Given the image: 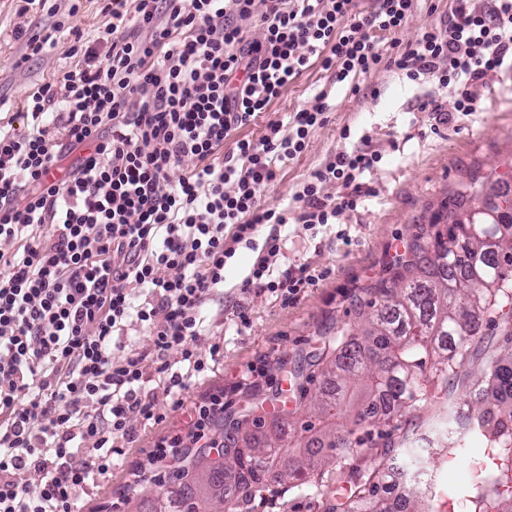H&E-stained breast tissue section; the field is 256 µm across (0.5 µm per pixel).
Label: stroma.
<instances>
[{
    "mask_svg": "<svg viewBox=\"0 0 512 512\" xmlns=\"http://www.w3.org/2000/svg\"><path fill=\"white\" fill-rule=\"evenodd\" d=\"M50 15L40 0H0V125L21 126L26 98L76 65L68 51L72 32L96 39L104 24L103 0H55ZM451 0H418L406 25L402 43L414 42L421 30L448 17ZM65 24L55 33L57 43L46 55L25 60L24 39L52 32L55 21ZM357 91L332 84L328 73L312 66L290 83L254 122L236 131V138L258 140L268 122L288 121L311 106L314 96L328 90L327 121L311 135L306 150L279 165L274 181L261 191L263 208L287 213V226L264 225L257 237L265 242L277 235L279 252L271 263L275 273L308 267L317 280L296 300L242 282L258 257L255 250L237 247L224 268L220 298L204 311L205 330L198 350L209 354L220 345L212 372L186 381L184 406L171 409L160 380L152 386L163 422L140 427L134 447L125 451L123 469L107 485L81 493V512H130L128 497L158 490L146 465L158 441L187 435L186 407L209 395H224V415L236 417L241 396L252 390L265 399L260 427H247L239 440L259 437L275 427L281 410H294L296 379L276 368L280 358L295 360L317 354L324 336L353 319L366 302V287L389 278L396 270V249L411 245L436 219L455 211L460 193L471 184H485L512 193V74L488 73L472 85L479 109L454 111V90L432 81H412L381 68L356 80ZM434 100L451 111L448 122L423 110ZM362 148L379 160L359 180L356 207L344 210L334 224L306 229L299 223L300 204L294 196L311 173L336 153ZM254 512H325V499L306 486L289 490L274 485L256 501Z\"/></svg>",
    "mask_w": 512,
    "mask_h": 512,
    "instance_id": "35a3bbf8",
    "label": "stroma"
}]
</instances>
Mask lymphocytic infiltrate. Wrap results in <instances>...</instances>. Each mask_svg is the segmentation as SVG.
Returning <instances> with one entry per match:
<instances>
[{
	"mask_svg": "<svg viewBox=\"0 0 512 512\" xmlns=\"http://www.w3.org/2000/svg\"><path fill=\"white\" fill-rule=\"evenodd\" d=\"M415 2L374 0L363 13L354 0H108L99 37L70 48L75 68L30 95L25 130L0 128V512H75L81 492L122 467L133 420L159 421L150 374L173 389L208 371L200 310L236 246L256 248L259 226L286 223L260 193L324 125L329 94L259 140L224 142L289 83L314 65L336 84L393 68L457 87L454 109L468 113L479 108L472 84L512 71V0H453L443 25L405 45L397 34ZM83 145L89 153L49 181ZM376 161L343 151L316 170L297 196L301 222L352 207L349 195L325 201L322 184L351 187ZM314 280L304 267L271 279L263 257L243 284L288 301ZM133 320L150 350L123 342ZM223 411L220 394L196 404L193 433L161 440L157 454L202 447ZM25 470L44 478L23 485Z\"/></svg>",
	"mask_w": 512,
	"mask_h": 512,
	"instance_id": "f902f5d3",
	"label": "lymphocytic infiltrate"
}]
</instances>
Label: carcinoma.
<instances>
[{
  "label": "carcinoma",
  "instance_id": "carcinoma-1",
  "mask_svg": "<svg viewBox=\"0 0 512 512\" xmlns=\"http://www.w3.org/2000/svg\"><path fill=\"white\" fill-rule=\"evenodd\" d=\"M463 216L453 215L427 245L414 243L413 259L390 280L365 289L364 330L350 323L323 341L308 366L333 389L299 404L318 423L290 416L262 444L240 446L236 431L256 424L251 407L227 423L215 418L224 467L211 466L203 449L182 450L143 512H254L271 484L321 488L329 472L344 493L327 499V512H392L381 494L390 478L384 460L418 443L408 416L440 397L433 468L466 456L474 438L487 454L473 463L470 483L447 494L432 483L411 493L409 512H512V219L473 228ZM484 326L500 338L484 340ZM354 447L377 462L350 460L344 449Z\"/></svg>",
  "mask_w": 512,
  "mask_h": 512
}]
</instances>
